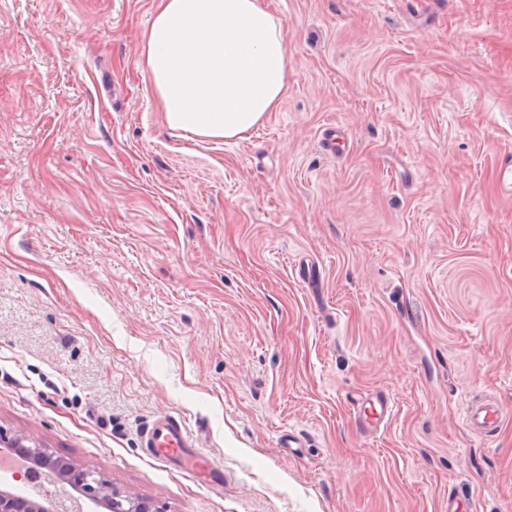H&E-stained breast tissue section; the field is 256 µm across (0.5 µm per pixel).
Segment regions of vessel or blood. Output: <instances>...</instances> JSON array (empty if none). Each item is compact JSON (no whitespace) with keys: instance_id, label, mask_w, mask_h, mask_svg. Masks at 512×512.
<instances>
[{"instance_id":"b4317fda","label":"vessel or blood","mask_w":512,"mask_h":512,"mask_svg":"<svg viewBox=\"0 0 512 512\" xmlns=\"http://www.w3.org/2000/svg\"><path fill=\"white\" fill-rule=\"evenodd\" d=\"M393 411L388 395L375 393L361 398L358 404V421L364 432H371L384 425ZM512 419V407L497 400L484 398L470 403L466 413L468 429L480 436L492 435ZM144 446L156 459L188 473L210 470L211 464L196 450L181 421L169 415L155 421L144 438Z\"/></svg>"}]
</instances>
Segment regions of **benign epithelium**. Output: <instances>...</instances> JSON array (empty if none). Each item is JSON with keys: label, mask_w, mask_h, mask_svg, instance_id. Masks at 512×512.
Wrapping results in <instances>:
<instances>
[{"label": "benign epithelium", "mask_w": 512, "mask_h": 512, "mask_svg": "<svg viewBox=\"0 0 512 512\" xmlns=\"http://www.w3.org/2000/svg\"><path fill=\"white\" fill-rule=\"evenodd\" d=\"M0 449L13 454L22 453L23 465L13 472V479H32L44 468L58 481L69 485L80 496L90 500L107 512H167L154 501L132 496L122 491L97 470L74 465L54 455L33 436L11 434L0 427ZM0 512H60L55 503L46 504L21 497L9 490L0 489Z\"/></svg>", "instance_id": "obj_1"}]
</instances>
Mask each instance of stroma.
<instances>
[{
  "instance_id": "35a3bbf8",
  "label": "stroma",
  "mask_w": 512,
  "mask_h": 512,
  "mask_svg": "<svg viewBox=\"0 0 512 512\" xmlns=\"http://www.w3.org/2000/svg\"><path fill=\"white\" fill-rule=\"evenodd\" d=\"M154 7L0 0V427L167 512H512L464 419L512 406V0H271L288 91L224 142L165 124ZM393 411V404L386 394L375 393L360 399L358 421L361 429L371 432L384 425ZM144 448L152 456L187 473L208 471L216 480L221 475L196 450L181 419L169 415L155 421L144 438ZM216 480L212 482L216 483Z\"/></svg>"
}]
</instances>
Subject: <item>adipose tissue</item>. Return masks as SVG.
I'll list each match as a JSON object with an SVG mask.
<instances>
[{"instance_id": "1", "label": "adipose tissue", "mask_w": 512, "mask_h": 512, "mask_svg": "<svg viewBox=\"0 0 512 512\" xmlns=\"http://www.w3.org/2000/svg\"><path fill=\"white\" fill-rule=\"evenodd\" d=\"M140 66L168 128L201 140L245 138L290 79L267 0H157Z\"/></svg>"}]
</instances>
